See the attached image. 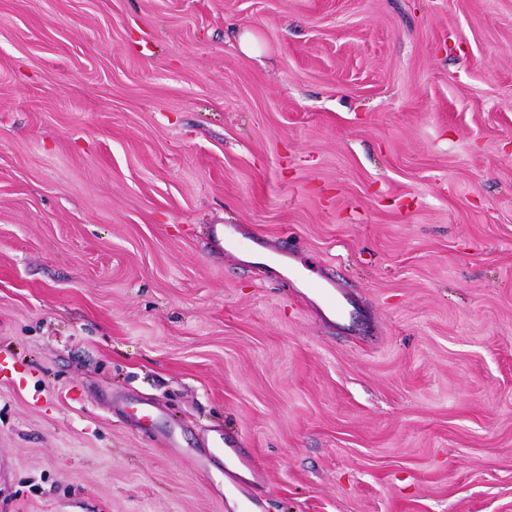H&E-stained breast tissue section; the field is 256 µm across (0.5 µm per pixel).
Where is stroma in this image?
<instances>
[{"instance_id":"35a3bbf8","label":"stroma","mask_w":512,"mask_h":512,"mask_svg":"<svg viewBox=\"0 0 512 512\" xmlns=\"http://www.w3.org/2000/svg\"><path fill=\"white\" fill-rule=\"evenodd\" d=\"M221 438L263 512H512V0H0V512H241ZM281 257L283 263L288 266V271L296 275L319 298L324 312L335 318H344L349 314L351 302L349 298L337 288L334 281L326 278H324L325 282L310 281L299 268L295 256L289 251H281Z\"/></svg>"}]
</instances>
